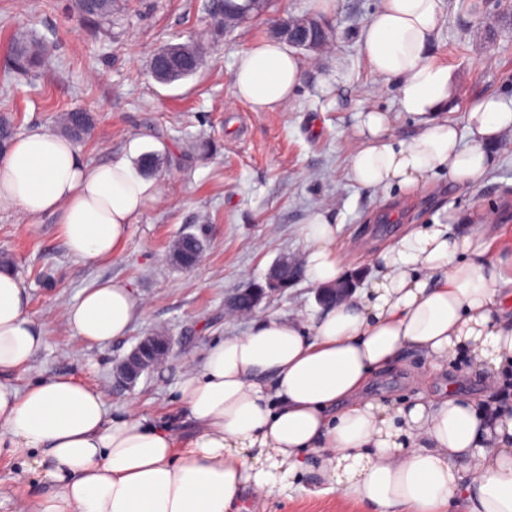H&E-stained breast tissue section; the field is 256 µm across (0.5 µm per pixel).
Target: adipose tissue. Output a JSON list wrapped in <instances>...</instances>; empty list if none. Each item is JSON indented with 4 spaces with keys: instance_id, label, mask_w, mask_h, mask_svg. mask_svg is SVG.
<instances>
[{
    "instance_id": "obj_1",
    "label": "adipose tissue",
    "mask_w": 512,
    "mask_h": 512,
    "mask_svg": "<svg viewBox=\"0 0 512 512\" xmlns=\"http://www.w3.org/2000/svg\"><path fill=\"white\" fill-rule=\"evenodd\" d=\"M440 2L381 0L359 35L372 71L395 81L399 111L420 125L405 140L389 113H357L363 145L349 166L362 187L411 194L441 177L472 184L490 167L491 147L512 132V101L497 96L470 103L465 127L441 119L456 88L451 69L432 57ZM301 77L293 52L263 40L239 57L233 96L273 110ZM142 150L134 138L125 157L92 166L67 138L33 130L0 158V211H19L32 226L54 215L72 256L110 257L161 196L159 181L131 164ZM491 221L437 210L378 253L363 294L310 323L268 317L225 338L182 374L181 403L194 427L183 441L134 409L112 418L102 391L73 377L23 389L0 382V450L31 459L54 487L21 512H242L245 491L262 499L303 473L320 492L355 496L372 512H447L458 498L466 512H512L511 410L486 415L453 381L403 407L363 395L407 348L437 372L464 353L496 390L512 366V295L498 288L512 252L491 253L489 242L452 230ZM339 232L322 209L304 228L312 288L345 276ZM141 307L127 283L109 280L63 317L76 336L107 345L125 336ZM40 347L22 281L0 272V371L27 367Z\"/></svg>"
}]
</instances>
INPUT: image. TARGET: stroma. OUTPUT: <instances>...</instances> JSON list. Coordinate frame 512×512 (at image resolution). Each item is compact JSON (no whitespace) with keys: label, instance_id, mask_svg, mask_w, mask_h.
<instances>
[{"label":"stroma","instance_id":"1","mask_svg":"<svg viewBox=\"0 0 512 512\" xmlns=\"http://www.w3.org/2000/svg\"><path fill=\"white\" fill-rule=\"evenodd\" d=\"M209 0H117L113 24L89 23L71 9V0H0V113L8 114L17 135L35 128L57 130L62 113L91 112L95 126L78 150L88 164L121 158L134 137L159 139L165 152L153 170L161 199L129 227L118 251L107 259L69 254L54 216L28 229L20 212H0V258L28 292V313L43 343L26 368L0 372V381L23 388L51 374L77 377L103 388L112 417L137 407L147 424L187 431L179 400L186 363L240 336L254 319L313 317L318 305L307 281L265 299L252 314L235 316L227 299L263 281L280 257L302 260L300 233L308 216L321 208L341 224L340 244L349 274L368 279L379 247L407 224L430 220L438 201L463 212L486 210L495 216L493 250L512 251V133L493 148L487 174L469 186H448L442 199L410 203L398 216L387 212V194L355 183L349 159L361 146L355 114L372 107L389 113L396 134L415 135L417 127L397 110L393 81L376 75L360 54L357 39L379 0H335L319 12L314 0H270L265 15L245 19L215 35ZM318 17L333 34L330 49L300 52L302 82L284 107L252 111L234 100L238 57L253 44L272 38L276 22ZM20 34L51 47L49 64L34 76L6 75L11 40ZM189 38L202 41L204 62L197 73L171 84L150 74L152 55ZM435 61L451 68L458 96L448 119L463 123L467 103L498 95L512 99V0H442ZM341 89L339 98L324 85ZM192 233L204 251L194 267L176 265L173 242ZM128 282L145 307L128 333L100 346L74 336L61 316L83 292L105 280ZM173 340L167 361L141 376L133 389L119 386L115 368L145 336ZM429 359L406 352L397 366L376 374L372 396L400 405L439 382L417 383L430 372ZM312 476L298 477L289 496L270 495L263 512H371L339 492L315 495ZM53 491L22 459L0 453V512H19L21 501Z\"/></svg>","mask_w":512,"mask_h":512}]
</instances>
